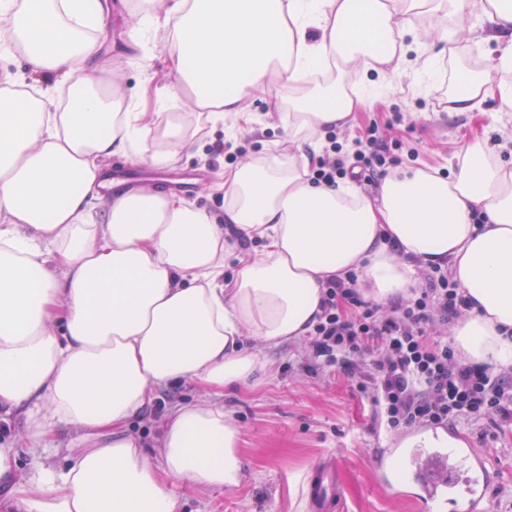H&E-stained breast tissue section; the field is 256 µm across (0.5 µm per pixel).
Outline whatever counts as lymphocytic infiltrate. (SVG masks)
Returning a JSON list of instances; mask_svg holds the SVG:
<instances>
[{"instance_id": "obj_1", "label": "lymphocytic infiltrate", "mask_w": 512, "mask_h": 512, "mask_svg": "<svg viewBox=\"0 0 512 512\" xmlns=\"http://www.w3.org/2000/svg\"><path fill=\"white\" fill-rule=\"evenodd\" d=\"M376 132L369 126L347 149L331 142L313 172L315 182L332 187L351 175L377 184L386 174L388 149ZM469 308L462 289L439 266L387 308L365 299L357 273L348 272L323 287L304 367L310 373L322 362L336 367L393 429L482 421L499 429L512 424V374L462 357L441 331Z\"/></svg>"}]
</instances>
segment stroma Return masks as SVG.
I'll return each instance as SVG.
<instances>
[{"mask_svg":"<svg viewBox=\"0 0 512 512\" xmlns=\"http://www.w3.org/2000/svg\"><path fill=\"white\" fill-rule=\"evenodd\" d=\"M134 8L135 0L115 6L100 40L101 54L117 67L121 84L129 89L139 87L146 78L126 63L132 53L127 34ZM437 25L436 19L424 17L417 20L416 30L423 55L441 57L444 87L458 88L463 72L487 68L499 54L496 43L479 38V15L467 17L460 38L446 46L436 39ZM367 78L382 80L383 86L370 94L367 107L356 112L347 126L337 129L339 140L378 124L389 146L390 169L414 165L447 177L455 154L480 134L495 146L498 161L512 169V109L488 101L470 115L451 116L440 94L428 93L410 69L400 68L384 79L372 70ZM247 110L250 122H238L229 134L223 126L203 124L197 136L204 147L199 158L189 161L178 155L162 169L135 157L116 159L112 173L140 183L193 175L196 186L190 202L223 216L224 193L217 185L225 166L264 149L275 154L292 149L283 126L285 109L251 99ZM411 147L418 149V158L408 157ZM246 345L257 351L264 369L247 384L225 388L223 397L225 412L241 431L245 477L237 488L203 492L172 482L180 512H304L301 492L306 473L316 460L331 453L340 464L347 512H427L422 502L392 490L384 480L382 452L402 441L404 431L381 423L368 399L356 393L335 368L324 366L313 374L303 371L299 362L308 351L307 337L275 348L253 339ZM461 434L488 461L491 487L500 493L493 502L495 512H512V428L488 437L477 429L465 428Z\"/></svg>","mask_w":512,"mask_h":512,"instance_id":"35a3bbf8","label":"stroma"}]
</instances>
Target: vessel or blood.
<instances>
[{"label": "vessel or blood", "instance_id": "obj_1", "mask_svg": "<svg viewBox=\"0 0 512 512\" xmlns=\"http://www.w3.org/2000/svg\"><path fill=\"white\" fill-rule=\"evenodd\" d=\"M408 469L404 478L413 479L420 500L440 505H459L461 512H488L489 472L486 460L466 441L442 452L438 448L405 449ZM305 506L308 512H345L344 490L336 476L335 460L313 466L305 482Z\"/></svg>", "mask_w": 512, "mask_h": 512}]
</instances>
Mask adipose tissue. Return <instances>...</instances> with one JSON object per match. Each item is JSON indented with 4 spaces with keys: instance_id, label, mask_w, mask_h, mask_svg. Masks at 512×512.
<instances>
[{
    "instance_id": "adipose-tissue-1",
    "label": "adipose tissue",
    "mask_w": 512,
    "mask_h": 512,
    "mask_svg": "<svg viewBox=\"0 0 512 512\" xmlns=\"http://www.w3.org/2000/svg\"><path fill=\"white\" fill-rule=\"evenodd\" d=\"M108 0H0V56L22 51L27 74L0 78V412L20 414L30 456L0 444V512H177L171 481L190 490L238 486L241 432L218 401L248 383L259 357L303 336L324 282L360 272L363 294L382 302L415 285L418 269L449 268L471 302L451 329L474 362L512 367V170L477 137L445 178L409 168L369 194L346 180L316 184L310 159L320 136L344 126L364 97L318 87L288 115L296 153L259 155L226 167L224 218L173 191L112 182L102 162L137 157L160 167L201 154L169 102L182 92L198 116L244 119L251 96L279 107L273 84L296 87L330 58L340 78L355 65H404L440 88L434 58L402 48L428 13L452 41L479 14L500 55L445 96L448 114L492 100L512 107V0H142L130 32H171L155 109L112 88L96 35ZM43 80L23 91L26 78ZM65 83L55 111L46 83ZM485 223L472 221L474 212ZM264 248L240 264L232 232ZM183 381L204 396L164 418L153 464L128 422L158 388ZM78 432L64 467L47 461L60 428Z\"/></svg>"
}]
</instances>
